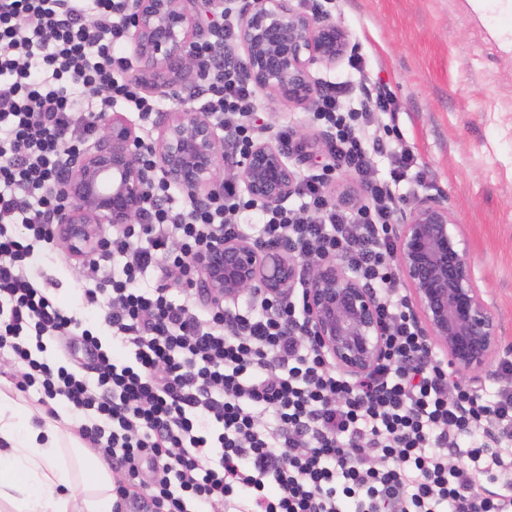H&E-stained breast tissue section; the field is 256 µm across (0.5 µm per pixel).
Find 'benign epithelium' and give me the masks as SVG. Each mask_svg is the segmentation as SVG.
Instances as JSON below:
<instances>
[{
	"label": "benign epithelium",
	"instance_id": "benign-epithelium-1",
	"mask_svg": "<svg viewBox=\"0 0 512 512\" xmlns=\"http://www.w3.org/2000/svg\"><path fill=\"white\" fill-rule=\"evenodd\" d=\"M128 34L138 60L136 78L156 94L203 80V67L191 50L217 33L198 20L199 0H121ZM236 41L245 54L248 80L273 100L291 106L314 101L321 84L314 66L332 68L351 50L347 31L325 12H309L299 0H250L236 21ZM186 98L162 115L158 137L143 144L120 113L101 120L91 144L64 156L63 173L53 193L61 208L56 232L81 260L106 249L101 226L122 229L141 219L148 188L173 187L193 205L223 189L224 150L209 113ZM290 162L289 152L271 139L256 141L241 164L246 191L269 208L295 193L299 163L321 153L331 140L311 141ZM147 148L152 163L140 162ZM364 186L343 184L330 202L353 212L365 206ZM397 274L409 288L410 317L424 339L422 362L439 348L448 366L475 383L497 378L492 369L503 348L500 325L474 275L461 224L440 195H416L390 226ZM190 266L203 301L236 303L248 294L292 301L302 286V335L324 358L350 378L370 377L386 355L390 326L383 320L375 289L349 272L336 257H304L270 251L245 237H223L196 254ZM112 512H154L150 498L130 491L117 496Z\"/></svg>",
	"mask_w": 512,
	"mask_h": 512
}]
</instances>
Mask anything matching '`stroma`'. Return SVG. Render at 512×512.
<instances>
[{
  "label": "stroma",
  "mask_w": 512,
  "mask_h": 512,
  "mask_svg": "<svg viewBox=\"0 0 512 512\" xmlns=\"http://www.w3.org/2000/svg\"><path fill=\"white\" fill-rule=\"evenodd\" d=\"M327 9L396 103L375 135L398 136L427 170L424 184L408 185L404 203L418 194L447 197L503 343L512 346V46L498 35L512 28V12L504 0L480 13L468 0H331ZM259 102L261 124L321 136L308 108ZM40 269L54 281L52 296L75 306L83 265Z\"/></svg>",
  "instance_id": "35a3bbf8"
}]
</instances>
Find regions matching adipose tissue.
Returning <instances> with one entry per match:
<instances>
[{
  "label": "adipose tissue",
  "mask_w": 512,
  "mask_h": 512,
  "mask_svg": "<svg viewBox=\"0 0 512 512\" xmlns=\"http://www.w3.org/2000/svg\"><path fill=\"white\" fill-rule=\"evenodd\" d=\"M73 428L0 380V512H112V470Z\"/></svg>",
  "instance_id": "1"
}]
</instances>
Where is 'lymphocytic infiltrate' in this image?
<instances>
[{
	"instance_id": "1",
	"label": "lymphocytic infiltrate",
	"mask_w": 512,
	"mask_h": 512,
	"mask_svg": "<svg viewBox=\"0 0 512 512\" xmlns=\"http://www.w3.org/2000/svg\"><path fill=\"white\" fill-rule=\"evenodd\" d=\"M127 37L118 0H0V356L18 390L36 389L79 417L81 438L146 489L158 512H232L241 500L253 512H512L511 495L476 487L484 477L512 487V390L484 403L440 364L417 363L423 341L403 311L389 226L396 190L418 158L365 136L379 114L396 110L386 92L356 104L351 77L324 83L313 117L334 131L331 161L302 179L295 206L266 208L233 177L208 206L181 212L165 205V186L152 188L142 222L90 259L81 298L102 312L113 341L131 348L132 362L114 359L33 278L34 251L69 258L50 192L62 149H79L115 104L145 115L162 105L135 79ZM194 54L206 66L195 98L221 114L226 163L237 165L261 131L256 93L243 61L211 42ZM339 170L369 188L363 210L330 203ZM244 211L259 215L260 244L342 259L382 290L391 334L371 382L337 377L311 344L289 335L303 322L296 306L195 309L188 262L219 238L246 235L236 221ZM17 222L26 235L13 234ZM111 255L123 257L122 269L102 275ZM149 273L153 285L138 287ZM172 279L182 303L171 298ZM46 337L80 343L95 378L38 356L32 345ZM462 438L471 461L449 464Z\"/></svg>"
}]
</instances>
